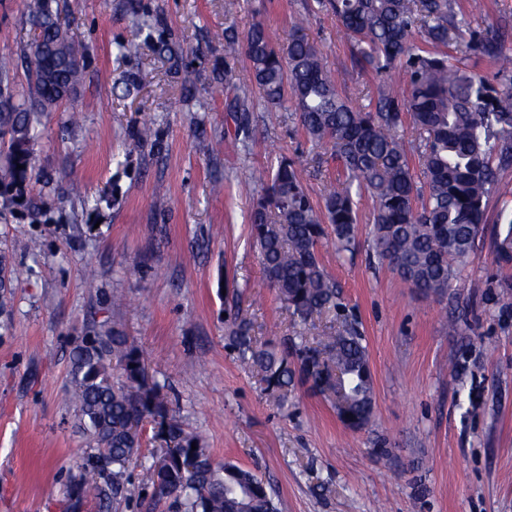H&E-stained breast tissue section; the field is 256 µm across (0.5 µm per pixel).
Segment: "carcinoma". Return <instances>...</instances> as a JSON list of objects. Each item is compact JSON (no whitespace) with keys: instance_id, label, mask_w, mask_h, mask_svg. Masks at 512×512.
I'll list each match as a JSON object with an SVG mask.
<instances>
[{"instance_id":"obj_1","label":"carcinoma","mask_w":512,"mask_h":512,"mask_svg":"<svg viewBox=\"0 0 512 512\" xmlns=\"http://www.w3.org/2000/svg\"><path fill=\"white\" fill-rule=\"evenodd\" d=\"M317 11L332 14L349 39L352 66L386 74L401 69L407 92L388 84L376 98L356 105L344 98L321 52L302 30L279 46L274 33L254 23L238 38L224 37V74L238 58L250 67L267 112L294 107L299 129L316 147H327L338 164L336 182L315 205L293 159L280 156L271 177L252 189L251 238L266 280L294 321L334 313L336 328L310 346L304 336L280 349L256 345L251 322L239 315L229 330L242 364L261 375L265 390L285 396L295 382L323 392L339 389L346 414L370 418L373 381L362 323L344 303L341 285L328 271L321 251L351 249L356 233V198L367 193L374 208L372 245L378 258L423 294L442 296L474 254L491 197L512 196L500 171L512 167V76L492 83L458 66V56L497 64L512 29L473 27L486 0H316ZM29 20L37 38L22 52L27 90L11 85L15 59L0 57V98L12 111L0 112V134H10L0 185L20 198L31 177V141L39 114L62 100L60 81L74 94L82 81L84 47L59 22L56 0H30ZM231 106L242 126L253 110L251 92ZM411 125L414 138L404 134ZM421 162L414 164L415 153ZM495 259L512 267V212L499 214ZM68 401L75 426L88 448L82 474L70 481L77 510L87 499H127L129 470L140 448L131 423L150 417L165 451L192 458V467L173 461L159 494L174 496L184 512H279L266 483L231 462L216 465L199 437L168 417L157 385L148 383L145 360L128 337L103 323L71 351Z\"/></svg>"}]
</instances>
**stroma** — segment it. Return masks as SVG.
Wrapping results in <instances>:
<instances>
[{"instance_id":"1","label":"stroma","mask_w":512,"mask_h":512,"mask_svg":"<svg viewBox=\"0 0 512 512\" xmlns=\"http://www.w3.org/2000/svg\"><path fill=\"white\" fill-rule=\"evenodd\" d=\"M130 1L58 0L85 47L79 93L41 114L24 203L0 196V252L13 269L0 308V512H177L141 481L160 445L151 421L127 500L71 508L86 441L64 402L70 352L105 319L145 352L171 415L214 462L258 474L282 512H512V312L502 289L473 285L499 274L502 201L490 199L471 263L437 297L378 261L372 205L361 199L353 252L327 250L323 260L363 323L373 416L353 430L327 395L299 385L284 398L267 392L230 345L227 314L239 306L261 344L291 336L293 321L265 283L241 186L260 187L285 155L318 199L336 164L296 134L292 111L253 112L249 132H237L229 104L250 73L241 60L231 85L216 82L224 31L241 35L259 20L284 45L304 19L357 104L381 81L401 89L405 78L351 67L335 17L312 12L313 0H229V10L228 0H135L157 26L140 55L122 59L117 42L138 35ZM26 5L0 0V55L33 43ZM146 123L156 135L142 143ZM116 292L125 307L109 304Z\"/></svg>"}]
</instances>
